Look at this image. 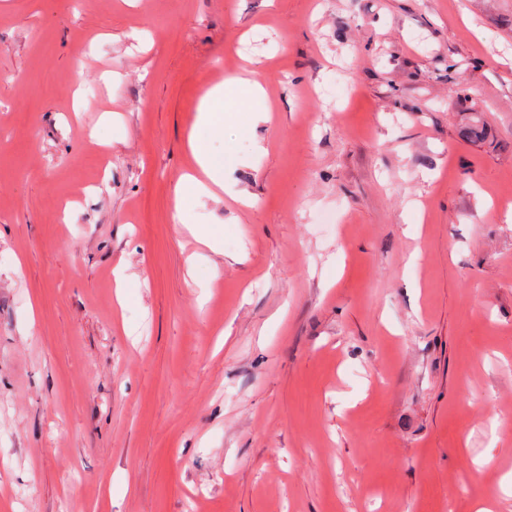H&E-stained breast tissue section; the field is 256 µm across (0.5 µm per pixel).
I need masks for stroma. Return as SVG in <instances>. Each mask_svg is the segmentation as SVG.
<instances>
[{
    "label": "stroma",
    "mask_w": 512,
    "mask_h": 512,
    "mask_svg": "<svg viewBox=\"0 0 512 512\" xmlns=\"http://www.w3.org/2000/svg\"><path fill=\"white\" fill-rule=\"evenodd\" d=\"M511 206L512 0H0V512H512ZM224 83L209 89L197 112L188 135V145L196 169L204 179L224 189V159L208 153L207 138L221 135L224 131ZM187 174L179 181L176 192L180 202L206 195L213 197L206 180Z\"/></svg>",
    "instance_id": "obj_1"
}]
</instances>
